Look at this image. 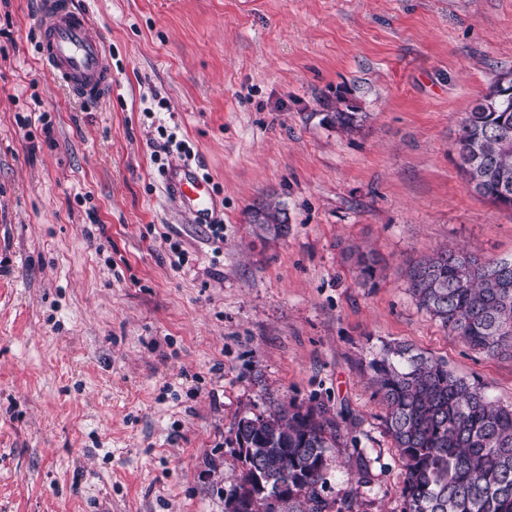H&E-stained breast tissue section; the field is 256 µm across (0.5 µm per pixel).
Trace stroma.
<instances>
[{"label":"stroma","mask_w":512,"mask_h":512,"mask_svg":"<svg viewBox=\"0 0 512 512\" xmlns=\"http://www.w3.org/2000/svg\"><path fill=\"white\" fill-rule=\"evenodd\" d=\"M36 2L0 0V512H224L238 419L288 402L342 417L328 497L403 512L368 380L384 345L512 407V354L469 349L407 284L446 245L512 256V213L455 146L512 73V0H80L112 72L93 104L46 72ZM340 98L353 131L324 120ZM185 164L222 242L170 186ZM261 202L287 237L257 235Z\"/></svg>","instance_id":"stroma-1"}]
</instances>
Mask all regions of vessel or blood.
Segmentation results:
<instances>
[{
	"label": "vessel or blood",
	"instance_id": "obj_1",
	"mask_svg": "<svg viewBox=\"0 0 512 512\" xmlns=\"http://www.w3.org/2000/svg\"><path fill=\"white\" fill-rule=\"evenodd\" d=\"M36 28L41 59L54 79L82 100L99 101L109 93L105 43L78 0H39ZM171 185L195 223H210L216 204L205 180L186 169Z\"/></svg>",
	"mask_w": 512,
	"mask_h": 512
}]
</instances>
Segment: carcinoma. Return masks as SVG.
I'll use <instances>...</instances> for the list:
<instances>
[{
	"label": "carcinoma",
	"instance_id": "carcinoma-1",
	"mask_svg": "<svg viewBox=\"0 0 512 512\" xmlns=\"http://www.w3.org/2000/svg\"><path fill=\"white\" fill-rule=\"evenodd\" d=\"M483 95L456 137L459 154L477 149L475 191L494 205L512 195V100ZM324 120L357 127L341 108ZM259 228L288 235L287 211L270 203ZM360 274L374 276L373 253L352 252ZM409 291L419 308L472 349L489 356L512 351V258L487 259L464 247H444L409 267ZM383 424L405 466L404 512H512V407L492 401L448 364L407 345H387L368 363ZM339 436L323 406L279 403L236 423L241 469L225 512H352V502L324 496L329 450Z\"/></svg>",
	"mask_w": 512,
	"mask_h": 512
}]
</instances>
